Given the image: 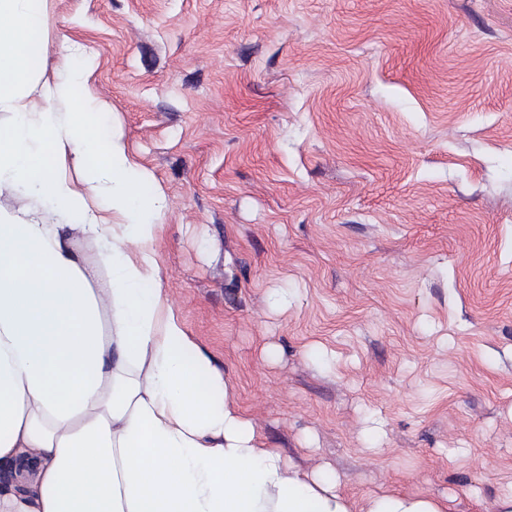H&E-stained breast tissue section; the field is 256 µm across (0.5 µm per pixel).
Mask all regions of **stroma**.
<instances>
[{
	"label": "stroma",
	"instance_id": "obj_1",
	"mask_svg": "<svg viewBox=\"0 0 512 512\" xmlns=\"http://www.w3.org/2000/svg\"><path fill=\"white\" fill-rule=\"evenodd\" d=\"M44 39L49 80L85 47L163 291L273 446L358 499L512 483V0H46Z\"/></svg>",
	"mask_w": 512,
	"mask_h": 512
}]
</instances>
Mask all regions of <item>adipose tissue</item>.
<instances>
[{
	"label": "adipose tissue",
	"mask_w": 512,
	"mask_h": 512,
	"mask_svg": "<svg viewBox=\"0 0 512 512\" xmlns=\"http://www.w3.org/2000/svg\"><path fill=\"white\" fill-rule=\"evenodd\" d=\"M43 3L0 0V196L39 203L0 215V468L39 458L25 490L0 487V512H450L393 488L350 498L244 414L161 288L163 190L99 111L57 109L89 82L83 45L63 44L57 80L40 79ZM68 236L73 248L85 258L87 263L97 266L100 274L105 276L108 270L102 263L98 246L94 242L85 239L78 230H69Z\"/></svg>",
	"instance_id": "ef3b65f1"
}]
</instances>
